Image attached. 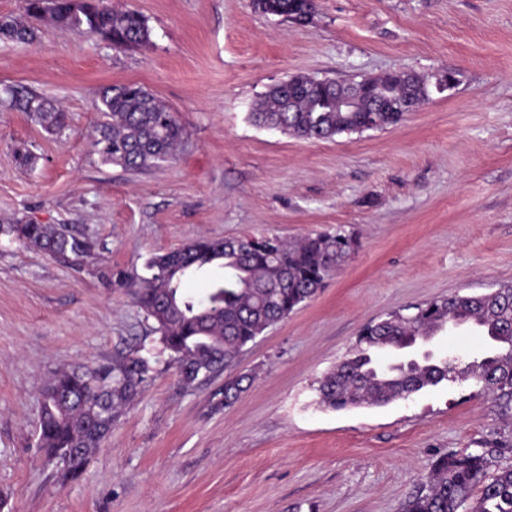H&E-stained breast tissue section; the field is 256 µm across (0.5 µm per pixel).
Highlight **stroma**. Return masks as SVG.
Instances as JSON below:
<instances>
[{
  "mask_svg": "<svg viewBox=\"0 0 512 512\" xmlns=\"http://www.w3.org/2000/svg\"><path fill=\"white\" fill-rule=\"evenodd\" d=\"M108 2L141 14L150 42L115 49L50 24L30 44L0 36V224H66L92 245L71 263L0 240V512H401L445 454L512 466V410L470 382L384 407L314 403L365 323L512 284V0H317L303 25L249 0ZM448 69L452 91L384 130L308 141L248 118L295 73ZM126 83L187 133L148 171L104 164L92 146L100 91ZM30 95L62 107V135L31 119ZM20 147L33 166L17 163ZM336 231L357 246L324 288L191 389L112 283L196 238ZM134 348L151 379L62 481L37 444L43 385ZM242 373L251 386L213 410Z\"/></svg>",
  "mask_w": 512,
  "mask_h": 512,
  "instance_id": "35a3bbf8",
  "label": "stroma"
}]
</instances>
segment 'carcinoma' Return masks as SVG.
Instances as JSON below:
<instances>
[{"mask_svg": "<svg viewBox=\"0 0 512 512\" xmlns=\"http://www.w3.org/2000/svg\"><path fill=\"white\" fill-rule=\"evenodd\" d=\"M254 11L285 21L314 17V0H251ZM29 17L67 27L74 33L112 42L115 48L150 41L147 21L135 12H115L104 0H57V7L40 10V0H26ZM0 35L31 42L37 29L16 20L0 19ZM370 90L393 105L409 93L430 99L426 78L411 85L404 72L369 80ZM288 89L273 86L250 113L258 125L278 129L303 140L330 139L343 133H363L394 126L404 119L387 112H336L318 87L301 95L295 111L284 108ZM27 107L49 134L59 135L67 114L51 101L32 96ZM104 121L93 146L105 164L127 170H148L176 156L185 136L173 112L136 84L113 85L99 97ZM24 248L54 258L76 261L91 249L89 241L65 225L0 224V236ZM354 240L341 232L296 241L277 236L210 240L199 238L182 247L151 256L145 263L150 276L126 281L134 302L154 322L163 349L176 364L179 384L194 388L221 369L236 363L241 350L311 300L354 249ZM214 263L224 268V282L204 298L185 291L184 279ZM471 323L492 349L471 362L451 355H427L412 368L400 361L373 371L382 352L402 350L405 340L423 342L449 318ZM150 359L131 351L93 366L62 368L42 388L38 445L47 457L63 464L62 480L82 475L92 453L111 433L123 408L151 377ZM244 375L212 394L213 408L236 400L246 390ZM471 381L505 404H512V285L478 295H450L392 313L365 324L347 354L318 381L317 404L344 410L386 406L448 382ZM477 498H472L474 490ZM474 499L469 512H512V466L499 467L486 452L450 453L438 459L430 475L419 482L401 505V512H459Z\"/></svg>", "mask_w": 512, "mask_h": 512, "instance_id": "obj_1", "label": "carcinoma"}]
</instances>
